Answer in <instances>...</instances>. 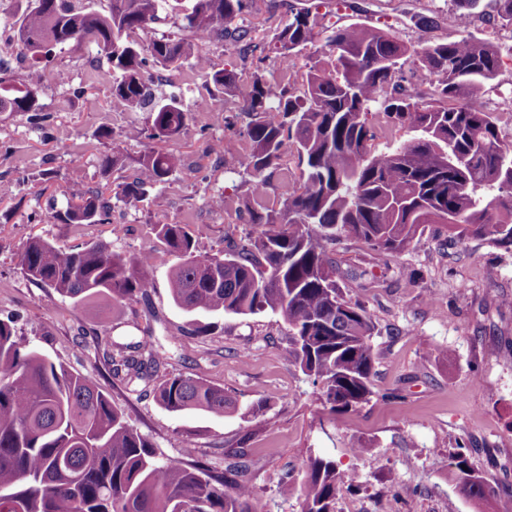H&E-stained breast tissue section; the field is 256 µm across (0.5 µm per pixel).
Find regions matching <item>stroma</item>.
I'll use <instances>...</instances> for the list:
<instances>
[{"mask_svg":"<svg viewBox=\"0 0 512 512\" xmlns=\"http://www.w3.org/2000/svg\"><path fill=\"white\" fill-rule=\"evenodd\" d=\"M317 2L254 0L245 23L272 87L288 78L300 81L309 60L325 52L324 40L308 44L287 77L273 41L289 6ZM330 2L342 23L388 29L408 43L456 34L449 0ZM418 12L437 15L438 27L417 29L411 17ZM49 68L63 73L64 81L47 82ZM113 81L92 45L73 43L51 65L24 61L0 85L5 94L36 90L45 115L37 123L25 112H0V318H14L27 343L91 377L159 459L179 460L183 448L191 447L197 461L219 473L227 452L246 449L268 512H300L298 493L280 496L279 486L287 470L302 482L315 456L333 459L345 476L336 512H512V250L486 238L457 240L436 224L426 225L420 243L395 257L339 237L333 258L359 271L358 277H342L340 285L373 318L376 362L370 400L330 415L311 380L289 362L287 327L278 316H191L171 298L174 259L155 238L153 225H187L202 255L223 253L248 228L240 155L233 148L211 150L238 133L225 129L224 97L202 73L183 66L157 89L185 106L204 99L213 109L212 117L192 116L170 142L184 167L158 187L162 206L148 198L116 202L108 224L51 220L52 212L65 210L73 187L108 192L132 181V166L103 169V156L134 157L150 145L139 135L146 113L118 105ZM220 194L234 200L233 209L211 206ZM35 236L62 248L104 241L127 255L153 250L148 300L77 302L28 281L18 256ZM148 335L164 345L178 337L166 372L194 373L223 387L236 398L237 411L221 418L173 414L141 386L113 379L97 345L134 343ZM442 349L447 359H439ZM260 401L267 409L251 414ZM363 442L371 444V453L355 454ZM460 442L471 448L474 468L499 489L489 502L466 498L456 485L450 463ZM397 486L409 487V494H394Z\"/></svg>","mask_w":512,"mask_h":512,"instance_id":"stroma-1","label":"stroma"}]
</instances>
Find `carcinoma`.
<instances>
[{
	"label": "carcinoma",
	"mask_w": 512,
	"mask_h": 512,
	"mask_svg": "<svg viewBox=\"0 0 512 512\" xmlns=\"http://www.w3.org/2000/svg\"><path fill=\"white\" fill-rule=\"evenodd\" d=\"M168 0H107L103 10L72 0H39L12 23V42L0 47V84L9 80L6 54L17 47L36 62L56 49L89 43L116 74L113 99L129 112L148 113V138L170 142L191 112L174 96L155 97L148 72L174 71L190 61L224 93V126L237 111L246 123L241 168L248 176L245 208L252 231L221 255L197 253L184 224H157L156 238L176 259L171 297L187 314L248 316L270 312L288 327L289 359L319 387L331 414L348 413L372 395L375 355L372 318L344 298L329 244L342 234L370 249L399 255L415 246L426 224H442L461 241L489 238L512 248V151L504 149L503 114L485 106L482 91L496 79L501 54L512 53L470 33L480 0H451L459 36L412 45L378 27L326 24V15L288 7L276 28L280 66L317 38L330 51L310 62L301 87L273 90L261 69L243 77L215 70L194 52L197 41L230 38L243 54L256 50L251 29L238 24L253 0H193L179 32L143 45L135 36L161 21ZM489 25L512 26V0H492ZM429 72L426 89L406 85L402 60ZM36 92L0 95V112L42 119ZM404 131L393 148L373 149L377 133ZM297 154L299 174L283 167ZM136 176L113 189H77L62 212L65 224H105L112 199L140 201L182 167L173 150L149 148L134 159ZM280 173L281 192L268 193ZM19 265L32 282L62 298L98 296L121 304L147 298L154 257L125 255L96 242L62 249L34 237ZM98 354L112 377L149 386L167 365L161 345L108 341ZM173 413L222 417L235 410L224 389L202 377L174 374L155 389ZM451 467L460 492L485 502L496 495L457 444ZM162 463L152 444L126 420L89 377L50 360L0 319V512H267L252 482L246 453L213 476L189 461ZM343 475L326 457L309 460L301 512H336Z\"/></svg>",
	"instance_id": "obj_1"
}]
</instances>
